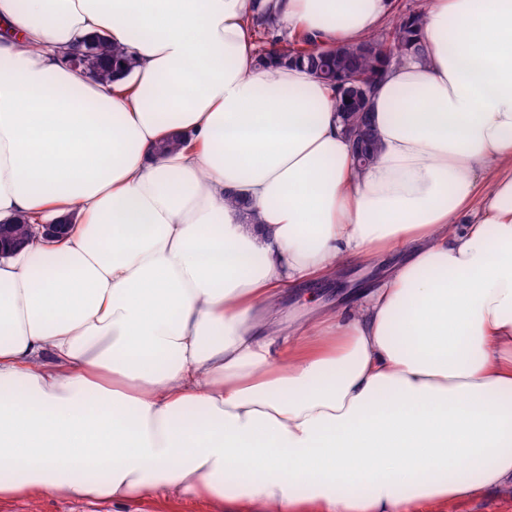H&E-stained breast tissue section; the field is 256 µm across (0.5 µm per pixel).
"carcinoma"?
Segmentation results:
<instances>
[{"instance_id": "cac0c4a2", "label": "carcinoma", "mask_w": 512, "mask_h": 512, "mask_svg": "<svg viewBox=\"0 0 512 512\" xmlns=\"http://www.w3.org/2000/svg\"><path fill=\"white\" fill-rule=\"evenodd\" d=\"M420 23L421 12L410 11L399 17L389 40L370 35L358 44L327 52L313 48V41L308 36L282 41L278 35L277 20L270 15H261L253 19V27L261 44L256 59L259 63L263 62L270 57L269 47L276 45L282 58L305 65L317 79H322V72L326 70L339 77L343 85H332L336 91L338 116L346 135H362L364 155L370 161L377 152V141L368 113L363 106L346 99L341 89L362 86L370 89L383 77L382 67L386 64L399 62L407 54L424 57L425 49L418 37ZM85 49V68L94 80L111 81L113 69L127 62L121 48L110 45L99 36L87 41Z\"/></svg>"}]
</instances>
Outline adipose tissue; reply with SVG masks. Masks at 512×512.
Returning a JSON list of instances; mask_svg holds the SVG:
<instances>
[{
	"label": "adipose tissue",
	"instance_id": "adipose-tissue-1",
	"mask_svg": "<svg viewBox=\"0 0 512 512\" xmlns=\"http://www.w3.org/2000/svg\"><path fill=\"white\" fill-rule=\"evenodd\" d=\"M391 0H0V500L446 512L512 487V0H427L363 171L336 94L255 63ZM102 36L132 68L66 59ZM175 138L179 147L161 144ZM396 260L292 328L288 289ZM29 237L23 239L16 236L12 224H0V256L13 254L28 243H56L67 234L68 224H36L30 225Z\"/></svg>",
	"mask_w": 512,
	"mask_h": 512
}]
</instances>
